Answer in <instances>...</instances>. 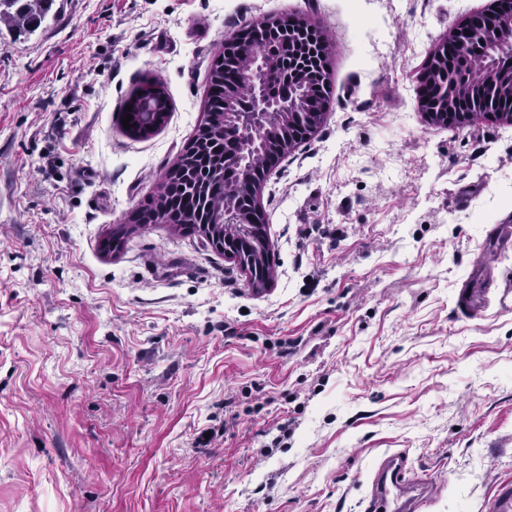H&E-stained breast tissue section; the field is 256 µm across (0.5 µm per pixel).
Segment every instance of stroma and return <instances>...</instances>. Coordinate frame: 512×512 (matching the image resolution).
Here are the masks:
<instances>
[{"instance_id":"stroma-1","label":"stroma","mask_w":512,"mask_h":512,"mask_svg":"<svg viewBox=\"0 0 512 512\" xmlns=\"http://www.w3.org/2000/svg\"><path fill=\"white\" fill-rule=\"evenodd\" d=\"M490 3L55 0L0 22V512H363L389 453L433 483L426 512H485L512 480V250L491 234L512 123H432L416 88ZM289 14L328 34L331 94L262 185L257 292L203 236L134 217L198 130L218 44ZM148 79L169 116L135 138L119 114ZM20 0H0V18L9 17L26 27H38L49 12L54 0H29L32 3L21 5L14 13L7 9L14 7ZM2 6L6 7L2 9Z\"/></svg>"}]
</instances>
